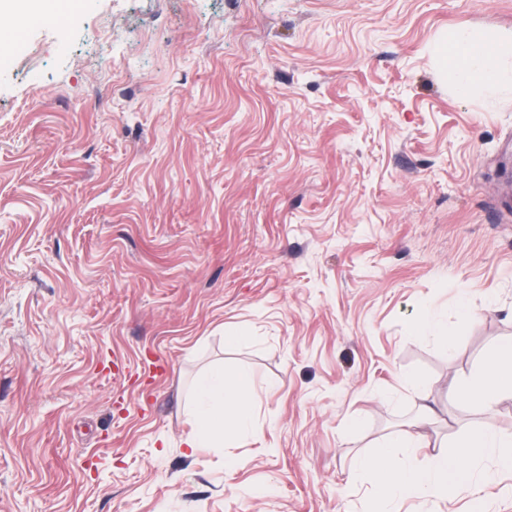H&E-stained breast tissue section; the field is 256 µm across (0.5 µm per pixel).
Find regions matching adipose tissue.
I'll use <instances>...</instances> for the list:
<instances>
[{"label": "adipose tissue", "instance_id": "adipose-tissue-1", "mask_svg": "<svg viewBox=\"0 0 512 512\" xmlns=\"http://www.w3.org/2000/svg\"><path fill=\"white\" fill-rule=\"evenodd\" d=\"M437 58L459 99L476 91L512 94V32L496 28L448 27L441 35ZM255 376L246 370L226 375L214 367L201 375L193 391V428L186 448H221L253 428ZM464 393L474 403L490 405L512 397V343L497 346L482 369L467 383ZM420 436L400 432L385 440L371 456L358 458L356 468L375 481L379 506L400 498L424 500L444 497L460 483L472 481L477 464L496 460L512 468V438L484 426L465 438L440 444L425 466H400L397 449L421 447Z\"/></svg>", "mask_w": 512, "mask_h": 512}]
</instances>
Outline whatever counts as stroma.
<instances>
[{
  "instance_id": "35a3bbf8",
  "label": "stroma",
  "mask_w": 512,
  "mask_h": 512,
  "mask_svg": "<svg viewBox=\"0 0 512 512\" xmlns=\"http://www.w3.org/2000/svg\"><path fill=\"white\" fill-rule=\"evenodd\" d=\"M451 26L511 31L512 0L0 12L25 36L0 72V512H372L354 463L383 438L512 437V399L456 390L512 341V95L455 97ZM215 365L255 373L256 430L192 451ZM483 468L391 508L512 512Z\"/></svg>"
}]
</instances>
